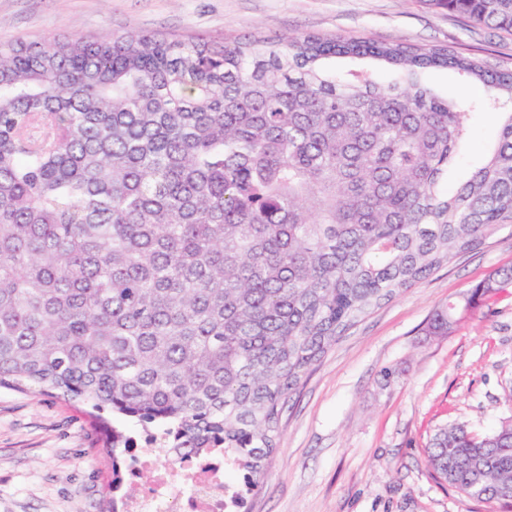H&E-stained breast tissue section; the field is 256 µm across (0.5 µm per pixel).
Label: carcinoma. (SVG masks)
I'll use <instances>...</instances> for the list:
<instances>
[{"instance_id": "cac0c4a2", "label": "carcinoma", "mask_w": 512, "mask_h": 512, "mask_svg": "<svg viewBox=\"0 0 512 512\" xmlns=\"http://www.w3.org/2000/svg\"><path fill=\"white\" fill-rule=\"evenodd\" d=\"M512 33V0H435ZM448 68L495 93L441 96ZM500 137L466 180L474 111ZM512 223V73L399 43L132 33L0 43V388L224 450L264 481L281 410L374 309ZM512 284V267L437 310ZM119 460L133 442L100 419ZM427 463L512 512V420L441 429Z\"/></svg>"}]
</instances>
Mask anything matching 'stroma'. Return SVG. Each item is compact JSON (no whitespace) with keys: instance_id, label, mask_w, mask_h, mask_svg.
Returning a JSON list of instances; mask_svg holds the SVG:
<instances>
[{"instance_id":"35a3bbf8","label":"stroma","mask_w":512,"mask_h":512,"mask_svg":"<svg viewBox=\"0 0 512 512\" xmlns=\"http://www.w3.org/2000/svg\"><path fill=\"white\" fill-rule=\"evenodd\" d=\"M152 33L220 44L244 35L366 38L445 48L512 71V34L432 0H0V43ZM512 266V224L376 308L332 345L290 397L266 480L248 512H502L460 495L426 462L433 435L512 416V286L458 314L432 313ZM397 371L390 384L383 368ZM91 405L0 389V512H100L112 459Z\"/></svg>"}]
</instances>
